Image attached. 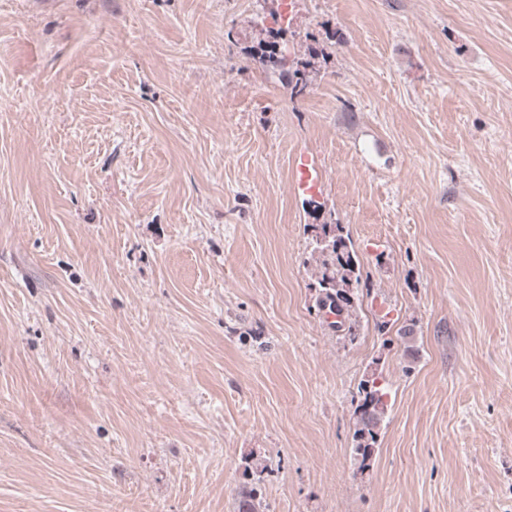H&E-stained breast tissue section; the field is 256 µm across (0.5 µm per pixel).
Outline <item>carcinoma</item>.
I'll list each match as a JSON object with an SVG mask.
<instances>
[{"mask_svg": "<svg viewBox=\"0 0 512 512\" xmlns=\"http://www.w3.org/2000/svg\"><path fill=\"white\" fill-rule=\"evenodd\" d=\"M265 32L268 38L260 39L253 46L256 55L272 69L292 75L295 78L292 93L303 94L308 87L306 67L310 62L288 61V57L278 51L277 37L281 30L267 28ZM306 228L310 231L311 258L315 262L312 287L316 289V307L328 317H337V320L328 322L329 328L353 340L357 336V326L352 316L363 288L367 287V279L363 277L349 229L331 216L320 224H308ZM358 394L353 441L360 469L364 470L371 465L386 405L384 393L374 378L360 383ZM266 470V465L260 460L246 459L244 473L247 481L238 489L235 512H264L261 483Z\"/></svg>", "mask_w": 512, "mask_h": 512, "instance_id": "1", "label": "carcinoma"}]
</instances>
